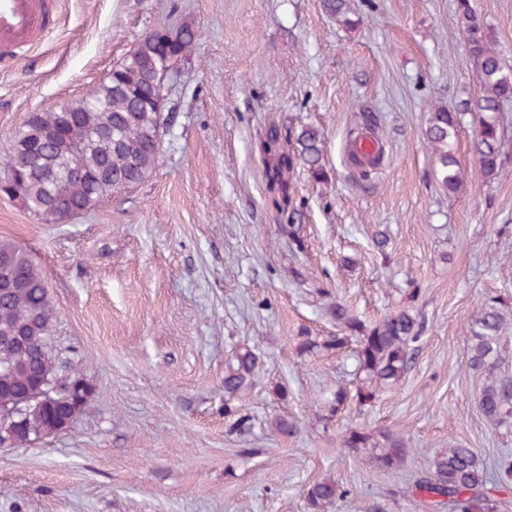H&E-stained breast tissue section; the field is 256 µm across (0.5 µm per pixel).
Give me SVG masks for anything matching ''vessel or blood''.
Returning <instances> with one entry per match:
<instances>
[{"instance_id":"1","label":"vessel or blood","mask_w":512,"mask_h":512,"mask_svg":"<svg viewBox=\"0 0 512 512\" xmlns=\"http://www.w3.org/2000/svg\"><path fill=\"white\" fill-rule=\"evenodd\" d=\"M57 0H0V59L32 46L54 27Z\"/></svg>"}]
</instances>
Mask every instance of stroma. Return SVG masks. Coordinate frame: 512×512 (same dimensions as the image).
<instances>
[{"mask_svg": "<svg viewBox=\"0 0 512 512\" xmlns=\"http://www.w3.org/2000/svg\"><path fill=\"white\" fill-rule=\"evenodd\" d=\"M469 3L512 66V0ZM347 5L350 27L321 0H58L45 39L0 65L1 145L31 113L84 97L146 33L199 35L146 181L68 224L0 196V239L40 263L56 344L92 388L69 430L0 449V512H308L323 479L345 491L328 512H427L415 484L436 452L459 443L487 468L512 456V427L481 414L485 374L468 360L484 304L512 318V101L490 179L462 114L465 178L446 192L424 131L436 107L480 89L459 0ZM362 112L385 148L374 170L349 162ZM273 125L286 142L304 125L324 135L323 179L292 176L294 250L258 149ZM338 302L367 327L409 310L424 331L396 388L330 419L331 391L362 383L357 344L305 354L298 342L339 333ZM245 346L259 373L226 397ZM280 417L295 431L278 433ZM353 430L365 448L344 447ZM389 433L411 450L393 473L375 462Z\"/></svg>", "mask_w": 512, "mask_h": 512, "instance_id": "1", "label": "stroma"}]
</instances>
